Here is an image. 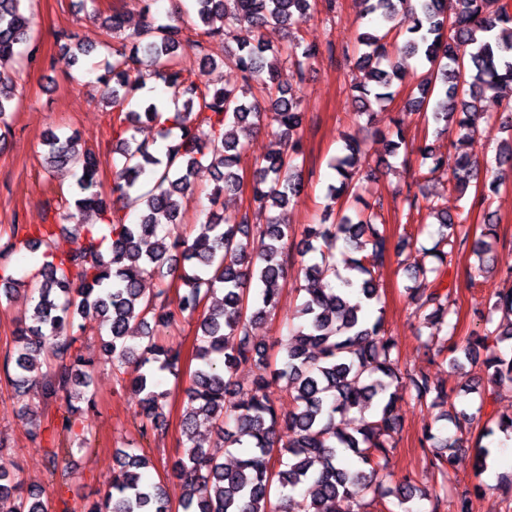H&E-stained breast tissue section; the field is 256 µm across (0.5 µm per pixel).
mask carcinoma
Returning <instances> with one entry per match:
<instances>
[{"label": "carcinoma", "instance_id": "carcinoma-1", "mask_svg": "<svg viewBox=\"0 0 512 512\" xmlns=\"http://www.w3.org/2000/svg\"><path fill=\"white\" fill-rule=\"evenodd\" d=\"M141 22L127 43L112 55L104 73L97 76L101 99L112 112V201L96 190L102 160L75 136L51 135L45 140L42 165L49 171L69 173L74 179V211L64 220L73 222L77 246L59 253L54 247L56 225L32 229L25 244L45 258L37 274L27 281L32 302L29 316L17 328L12 355L4 371L16 390H25L42 380L50 396L63 395L68 411L62 430L72 431L78 403L92 402L88 367L94 360L83 352L81 336L73 332L75 318L95 316L107 327L102 340L106 360L120 371L136 364L132 388L141 395L142 431L158 429V419L167 398L159 389L154 368L176 371L179 350L160 344L154 328L180 318L199 315L195 359L197 368L187 388L188 405L182 417L184 452L171 462L173 475L184 494L172 508L163 489L147 482L144 470L149 459L139 448L116 451L117 468L112 483L99 501L85 512H278L281 503L289 512H365L357 500L362 481L367 483L374 504L385 512H421L419 493L412 479L404 478L391 489L388 475L395 435L402 428L398 402L403 394L420 405L448 403V390L421 370L401 367L397 342L383 327L382 317L369 321L363 305L381 302L379 271L390 259L386 224L377 209L362 196L361 163L365 153L360 143L345 139V153L329 162L336 183L327 187L330 200L353 202L341 207L329 224L306 225L300 241L295 231L269 214L298 202L303 190L302 170L295 163L300 153V130L304 110L299 95L277 85L282 63L295 67L299 79L319 53V47L294 37L279 45L270 33L287 34L293 16L311 9L313 0H191L194 18L191 31L183 34L181 12L162 23L151 10L154 0H144ZM406 0H363L364 15L374 27L357 35L364 47L359 58L367 80L350 86L351 96L367 123L375 120V108L393 100V87L406 80V73L392 60L389 35L397 27L408 39L397 51L419 55L430 64L418 84L419 96L410 110H425V123L443 129L454 124L463 135L455 143L453 164L448 158L422 149L432 164L419 171L425 180L450 167L454 191L463 196L478 178L479 166L460 150L473 132L472 116L485 94L512 91V11L495 0H416L406 11ZM32 0H0V124L16 96L13 77L3 66L25 54L33 32ZM239 30L237 46L224 49V57L203 59L216 72L204 85L189 82L176 59L183 43L199 51L201 38L223 35L224 27ZM232 66L240 76L237 84L226 83L222 71ZM153 77L174 90L181 108L163 117L157 104L138 103L130 108L144 79ZM264 106L257 95H266ZM146 122L158 129L161 139L171 141L159 155L147 141L136 137L138 125ZM274 127L275 148L259 164L251 188L253 210L267 214L264 224L250 223L249 213L235 224L223 223L217 211L208 212L197 235L187 240L175 234L182 221L180 198L202 171L213 176L210 203L223 204L224 194L241 188L237 170L239 133L249 134L263 125ZM408 127L396 118L386 139L392 157L406 145ZM496 166L512 170V137L499 145ZM135 194L143 209L134 223L115 208V202ZM408 210L429 211L438 224L437 239L425 254L434 263L405 269L411 285L405 287L419 319V328L431 343L447 328L441 348L429 352V360L447 352L449 362L460 368L485 352L481 376L468 389L479 394L476 414L493 398L494 387L512 384V288L491 294L485 301V321L493 330L462 340L454 338L449 293L440 284L452 264L454 252L470 248L478 259L489 254L499 239L498 225H483L472 232L467 217H457L433 201L419 202V194L407 190ZM93 212L105 233L93 236L92 225L82 217ZM256 237L262 249L252 255L248 240ZM110 241L111 258L101 246ZM190 263L179 274L181 285L170 295L163 287L173 272V254ZM302 261L305 287L287 336L280 341V367L270 369L268 347L257 342L253 326L278 308L288 285L287 266L293 255ZM351 272L341 276L336 256ZM158 280L159 288L147 289L144 278ZM223 302L198 313L204 298L216 291ZM139 339L132 345L130 340ZM67 359L54 369H43L34 352ZM253 373L247 384L236 380L239 370ZM284 381L292 408L281 414L272 386ZM360 415L351 427L341 418ZM217 426L224 447L238 449L231 465L224 464L222 448H204L194 443L197 429ZM492 430L484 428L475 442V477L487 469L490 448L481 445ZM460 437H440L425 430L420 445L426 449L422 474L441 473L457 458ZM483 484L457 495L455 512H473L472 496ZM396 502L388 506L387 498ZM0 512H48L41 493L26 490L8 467L0 463Z\"/></svg>", "mask_w": 512, "mask_h": 512}]
</instances>
